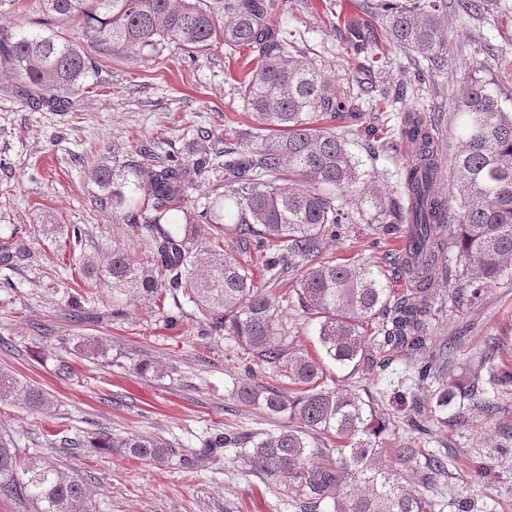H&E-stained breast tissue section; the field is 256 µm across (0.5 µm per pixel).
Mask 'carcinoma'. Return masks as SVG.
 Listing matches in <instances>:
<instances>
[{
  "label": "carcinoma",
  "mask_w": 512,
  "mask_h": 512,
  "mask_svg": "<svg viewBox=\"0 0 512 512\" xmlns=\"http://www.w3.org/2000/svg\"><path fill=\"white\" fill-rule=\"evenodd\" d=\"M39 26L59 19L80 25L92 44L149 47L161 41L189 50L224 44L228 54L247 49L254 66L239 81L249 131L224 130L223 191L202 210L211 237L194 222L190 205L196 179L209 159L147 162L151 146L140 149L146 161L135 166L97 163L92 176L104 194L99 205L141 228L151 247L140 262L112 251L101 262L78 257L85 282H105L112 297L151 301L167 290L176 307H192L225 332L245 353L272 369L266 382L248 374L233 386L239 403L289 424L252 436L227 431L204 439L203 448H173L159 437L101 434L83 441L104 450L157 463L180 465L189 456L214 457L220 448H241L242 457L263 479H288V489L304 512H434V502L413 489L433 484L445 473L437 457L420 472L414 463L423 451L411 444L391 449L392 468L374 464L388 427L374 400L352 390L323 386L320 360L291 349L283 312L290 301L277 291L289 272L298 276L296 301L321 319L319 343L325 356L356 371L386 365V353L427 349V307H416L389 286L378 265L355 266L321 258L325 240L355 223L341 198L359 188L363 162L348 149V129L365 113L360 97L336 86L298 47L290 33L272 23L276 0H224L217 11L206 0H43ZM490 0H456L466 16L485 11ZM365 14L381 20L385 37L401 51L427 63L431 72L448 69V0H365ZM347 42L358 54L372 44V33L345 24ZM91 58L70 41L43 32L0 28V69L16 82L21 100L35 112H64L68 93L80 86ZM460 148L453 169L452 201L439 198L433 185L441 175L440 154L428 125L418 116L401 119L399 137L415 155L392 191L377 198L371 223L383 240L406 239L397 257L400 269L426 295L442 274L438 257L453 237L466 278L475 289L512 269V109L502 105L496 84L474 75L455 102ZM232 236L224 238V231ZM230 248H224V241ZM264 255L263 285L257 286L245 259ZM382 318L379 340L368 346L365 324ZM296 386L291 393L282 380ZM436 384L430 400L448 425L455 399L475 405L485 389L480 374L463 390L446 381L433 360L416 364L400 384L417 390ZM14 401L47 414L52 395L0 370V402ZM0 497L24 500L34 512H95L92 493L79 474L42 455L20 458L13 436L0 432Z\"/></svg>",
  "instance_id": "1"
}]
</instances>
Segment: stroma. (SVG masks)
I'll return each mask as SVG.
<instances>
[{"mask_svg":"<svg viewBox=\"0 0 512 512\" xmlns=\"http://www.w3.org/2000/svg\"><path fill=\"white\" fill-rule=\"evenodd\" d=\"M275 25L293 31L311 50V58L337 87H362L369 112L349 134L352 152L364 163L368 180L394 184V173L413 156L408 141L396 151H382L402 116L416 113L433 124L445 157H453L459 129L453 112L472 64L512 95V0H493L484 17L449 15L447 71L417 81L420 65L395 45L375 47L382 65L363 70L349 58L337 27L365 21L362 0H277ZM93 68L76 91L70 111H30L0 75V246L18 243L9 260L0 259V369L49 392L55 402L46 415L19 405L0 404V431L10 433L20 457L43 456L77 469L89 483L97 512H300L283 485L253 475L234 449L220 450L216 461L182 469L109 453H87L73 439L100 433L160 437L176 448H197L204 434H247L276 429L272 418L231 395L235 380L250 363L232 339L215 333L205 316L185 309L176 323L152 314L151 303L126 306L112 315L107 286L83 288L64 236L45 233L48 224H77L84 231L83 250L98 257L122 249L135 259L150 247L136 225L114 218L97 200L101 189L89 174L97 160H133L140 144L162 138L160 159L215 156L223 143L201 140L198 129L223 131L225 117L247 127L237 88L239 63L223 46L193 54L166 42L142 50L117 46L97 49L83 43ZM403 94L387 111H375L382 96ZM373 225H346L327 240L324 255L355 264L379 262ZM450 276L440 278L428 301L429 354L448 352V377L466 385L473 369L489 383L492 414L466 406L447 425L423 410L426 447L447 453L448 473L437 487L418 485L424 495L441 496L444 512L471 501L472 512H512V385L496 381L512 373V270L485 287L474 303L459 302L463 265L456 253L442 255ZM288 343L319 358V321L302 311H288ZM102 341L109 349L102 362L76 352L77 343ZM67 358L72 373L57 372ZM154 363L139 375L136 362ZM414 358L393 355L381 373H350L326 361V385L360 395L385 392L383 410L389 427L380 460L412 431L410 394L395 392L390 382Z\"/></svg>","mask_w":512,"mask_h":512,"instance_id":"35a3bbf8","label":"stroma"}]
</instances>
